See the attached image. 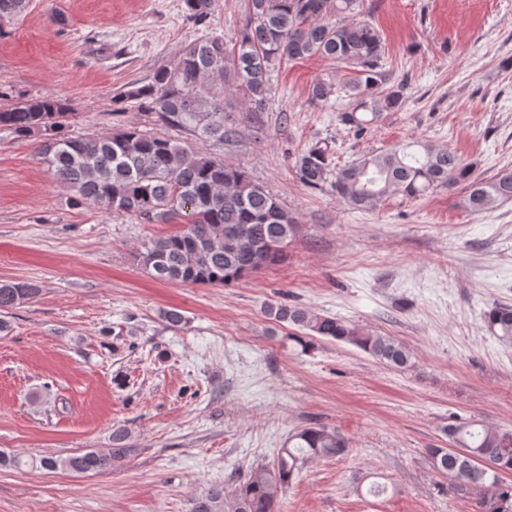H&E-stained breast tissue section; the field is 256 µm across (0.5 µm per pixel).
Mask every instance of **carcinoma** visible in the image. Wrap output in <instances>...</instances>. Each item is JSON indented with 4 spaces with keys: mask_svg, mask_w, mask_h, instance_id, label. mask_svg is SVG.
<instances>
[{
    "mask_svg": "<svg viewBox=\"0 0 512 512\" xmlns=\"http://www.w3.org/2000/svg\"><path fill=\"white\" fill-rule=\"evenodd\" d=\"M212 2L183 0L188 18L197 24L208 20ZM29 7L30 0H0V20H18ZM384 52L379 32L364 17L363 0H247L240 38L232 48L219 39L194 41L176 63L158 68L151 83L126 96L161 123L222 144L234 133L225 124L224 83L243 92L251 111L263 112L271 67L282 60L320 55L354 68L356 76L348 80L350 103L341 121L361 132L402 103L401 91L383 89L379 65ZM67 116L60 100L36 98L1 109L0 127L19 137L52 132L38 154L77 206L92 202L108 213L146 223L183 217L179 231L149 239L136 254L151 277L228 287L284 258L299 225L243 168L135 125L105 136L56 134L60 119ZM297 170L304 185L327 187L340 202L355 208H371L394 195L417 198L458 183L467 184L466 202L473 213L512 200V169L477 177L455 152L420 141L364 154L338 170L332 168L329 146H314L298 158ZM32 295L28 284H0V310ZM268 313L301 331L292 334V340L304 351L321 338L350 344L397 368L411 361L394 337L351 322L281 302L269 305ZM484 320L494 335L512 340V305L493 304ZM445 435L449 447L429 453L433 468L451 477L449 492L461 497L478 494L480 512H512V483L500 478L512 473V433L478 421L454 420ZM129 438L128 430L119 427L112 431L107 451L65 459L27 462L1 452L0 467L38 463L49 470L103 471L127 458ZM348 452V441L337 429L303 428L288 439V447L278 449L276 463L237 476L230 487L213 485L194 512H275L304 461Z\"/></svg>",
    "mask_w": 512,
    "mask_h": 512,
    "instance_id": "carcinoma-1",
    "label": "carcinoma"
}]
</instances>
